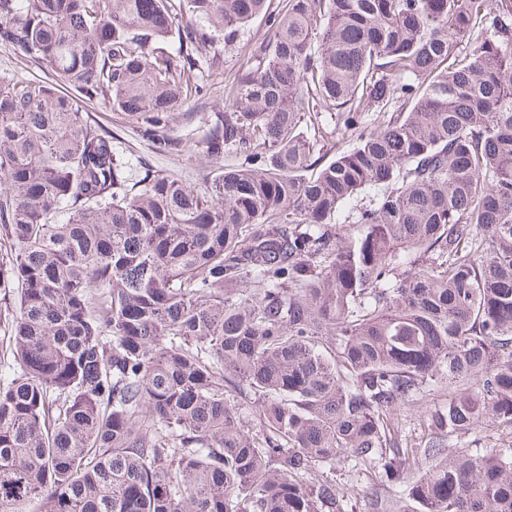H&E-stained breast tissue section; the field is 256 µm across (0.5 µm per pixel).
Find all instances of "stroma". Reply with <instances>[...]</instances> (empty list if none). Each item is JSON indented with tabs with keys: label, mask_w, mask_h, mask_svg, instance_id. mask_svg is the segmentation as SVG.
<instances>
[{
	"label": "stroma",
	"mask_w": 512,
	"mask_h": 512,
	"mask_svg": "<svg viewBox=\"0 0 512 512\" xmlns=\"http://www.w3.org/2000/svg\"><path fill=\"white\" fill-rule=\"evenodd\" d=\"M244 58L237 50L220 52L216 62L204 67L200 78L209 87L205 96L187 101L170 126L168 135L177 141L174 149L161 150L142 137L137 126L102 101L80 99L79 104L92 124L98 125L123 150L132 178L152 169L204 190L205 181L224 166L235 164L234 156L218 159L206 152L208 115L224 109V87L241 69Z\"/></svg>",
	"instance_id": "1"
}]
</instances>
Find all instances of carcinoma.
<instances>
[{
    "instance_id": "1",
    "label": "carcinoma",
    "mask_w": 512,
    "mask_h": 512,
    "mask_svg": "<svg viewBox=\"0 0 512 512\" xmlns=\"http://www.w3.org/2000/svg\"><path fill=\"white\" fill-rule=\"evenodd\" d=\"M285 2L0 0L15 54L167 148L201 48L268 26L203 192L0 81V512H356L339 466L367 512H512V448L450 444L512 430V0ZM436 401L437 400L427 399L410 402L403 407V418L407 429H409V435H412L413 438L417 439L422 436L424 432L422 425L425 422L426 415L433 409Z\"/></svg>"
}]
</instances>
